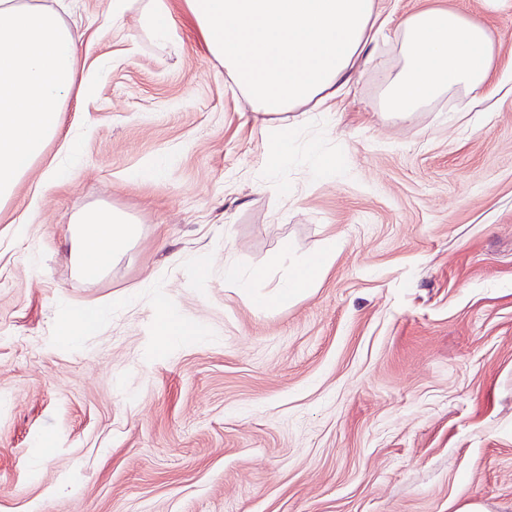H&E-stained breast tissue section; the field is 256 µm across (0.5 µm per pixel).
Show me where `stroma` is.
<instances>
[{
	"mask_svg": "<svg viewBox=\"0 0 512 512\" xmlns=\"http://www.w3.org/2000/svg\"><path fill=\"white\" fill-rule=\"evenodd\" d=\"M66 2L90 78L46 152L67 177L37 163L0 207V512H512V97L473 127L455 92L390 118L378 41L283 194L252 181L263 117L191 30L165 46L140 0L116 28L108 0ZM389 5L480 17L512 62V11ZM321 156L335 179L309 180ZM99 206L140 233L90 283L69 238ZM228 266L264 276L244 294ZM326 259L322 255L317 258H303L293 265L288 280L280 285L279 296L288 298L303 293L321 275Z\"/></svg>",
	"mask_w": 512,
	"mask_h": 512,
	"instance_id": "obj_1",
	"label": "stroma"
}]
</instances>
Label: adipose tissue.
<instances>
[{"mask_svg": "<svg viewBox=\"0 0 512 512\" xmlns=\"http://www.w3.org/2000/svg\"><path fill=\"white\" fill-rule=\"evenodd\" d=\"M187 21L255 111L267 115L263 178L275 183L295 146L280 115L334 107L390 26L384 0H147L142 23L165 44ZM394 26V25H391ZM395 28L398 63L382 80L381 108L410 120L455 91L497 96L495 42L479 20L445 8L407 14ZM79 48L60 12L34 0H0V205L57 137L75 90ZM135 225L108 208L81 212L71 248L82 275L96 279L134 239Z\"/></svg>", "mask_w": 512, "mask_h": 512, "instance_id": "1", "label": "adipose tissue"}]
</instances>
